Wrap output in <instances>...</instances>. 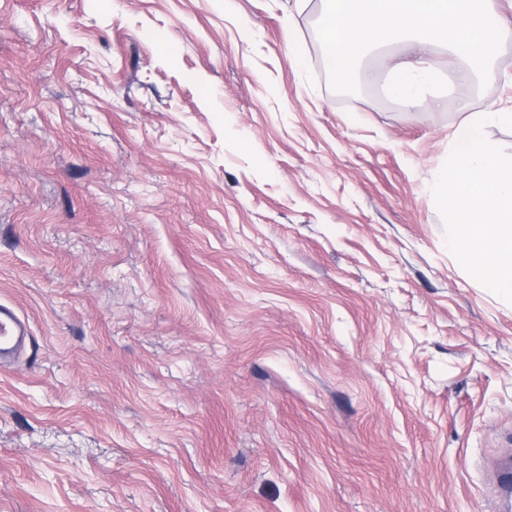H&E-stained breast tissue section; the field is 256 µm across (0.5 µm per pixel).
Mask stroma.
Masks as SVG:
<instances>
[{
	"instance_id": "obj_1",
	"label": "stroma",
	"mask_w": 512,
	"mask_h": 512,
	"mask_svg": "<svg viewBox=\"0 0 512 512\" xmlns=\"http://www.w3.org/2000/svg\"><path fill=\"white\" fill-rule=\"evenodd\" d=\"M294 9L0 0V512H506L512 303L432 186L512 39L407 110ZM30 333L29 323L9 305L0 304V359L16 351Z\"/></svg>"
}]
</instances>
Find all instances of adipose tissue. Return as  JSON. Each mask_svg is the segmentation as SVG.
Listing matches in <instances>:
<instances>
[{"label":"adipose tissue","instance_id":"adipose-tissue-1","mask_svg":"<svg viewBox=\"0 0 512 512\" xmlns=\"http://www.w3.org/2000/svg\"><path fill=\"white\" fill-rule=\"evenodd\" d=\"M494 0H335L322 35L324 59L343 84L360 80L363 56L393 45L412 47V58L393 63L390 94L404 107L418 103L421 90L439 75L449 82L480 78L493 48L508 33L497 21ZM448 55L446 72L431 61L436 49Z\"/></svg>","mask_w":512,"mask_h":512}]
</instances>
